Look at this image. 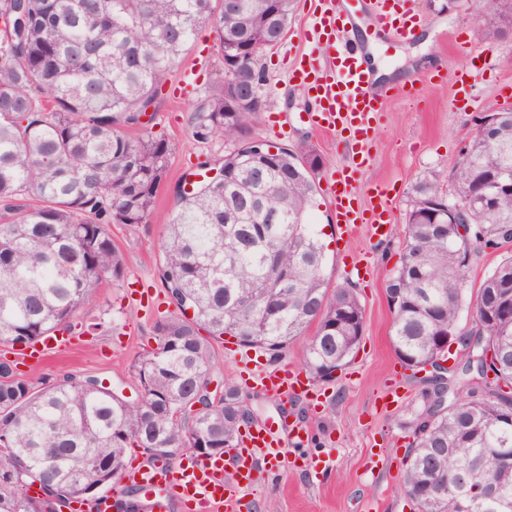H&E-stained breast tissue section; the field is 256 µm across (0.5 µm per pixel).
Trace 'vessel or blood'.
Segmentation results:
<instances>
[{"label":"vessel or blood","instance_id":"b4317fda","mask_svg":"<svg viewBox=\"0 0 512 512\" xmlns=\"http://www.w3.org/2000/svg\"><path fill=\"white\" fill-rule=\"evenodd\" d=\"M367 11L377 38L399 43L414 37L413 0H369ZM309 14L313 50L292 59L288 72L311 100L305 123L336 134L351 151L350 160L328 182L336 229L349 235L364 224L374 236L389 237L391 187L377 184L368 190L366 200L358 198L361 173L370 158L368 144L383 110V93L365 65V45L355 36L356 14L342 0H310ZM68 345L66 337L47 336L28 348L26 356L40 362ZM236 361L246 374V389L281 397L318 392L301 372L269 364L261 354H240ZM305 433L299 424H258L225 449L223 457L184 454L140 463L127 467L122 479L125 485L148 491V512H167L168 505L176 501L188 505L190 512H247L257 460L266 458L280 465L288 448L304 444Z\"/></svg>","mask_w":512,"mask_h":512}]
</instances>
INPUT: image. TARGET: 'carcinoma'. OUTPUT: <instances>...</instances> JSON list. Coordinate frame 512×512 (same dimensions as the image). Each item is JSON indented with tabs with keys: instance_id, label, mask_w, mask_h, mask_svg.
<instances>
[{
	"instance_id": "carcinoma-1",
	"label": "carcinoma",
	"mask_w": 512,
	"mask_h": 512,
	"mask_svg": "<svg viewBox=\"0 0 512 512\" xmlns=\"http://www.w3.org/2000/svg\"><path fill=\"white\" fill-rule=\"evenodd\" d=\"M0 0V345L27 348L44 336L80 330L75 316L106 280L125 279L111 226L144 224L168 174L172 145L142 122L176 58L205 22L223 37L221 61L248 39L274 43L281 30L258 0ZM481 34L512 26V0H467ZM226 80L190 120L200 143L224 139L220 183L179 195L161 242V282L178 313L152 325L155 346L133 365L134 402L93 376L67 374L44 387L0 361V512H56L60 501L93 502L88 483L125 464L128 448H195L201 437L226 448L249 417L231 381L208 391L218 367L209 339L225 336L276 359L316 325L303 366L333 379L364 332L354 289H329L327 245L308 220L317 167L310 150L248 147L256 111L228 112ZM452 175L451 195L468 207L469 227L428 208L444 196L437 179L411 189L400 263L389 278L391 344L412 371L439 339L458 330L462 310L512 299V252L503 253L468 296V269L481 248L507 239L512 192L481 202L486 179L512 173V112L488 107ZM193 308V317L186 309ZM209 338H204L202 333ZM448 371L447 404L423 407L404 428L414 437L400 492L426 512H512V312L466 336ZM494 374L496 388L490 387ZM467 388L469 398L456 397ZM463 480L448 491V468ZM37 478L53 497L28 495Z\"/></svg>"
}]
</instances>
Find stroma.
Wrapping results in <instances>:
<instances>
[{
	"mask_svg": "<svg viewBox=\"0 0 512 512\" xmlns=\"http://www.w3.org/2000/svg\"><path fill=\"white\" fill-rule=\"evenodd\" d=\"M420 18L416 35L408 42L391 44L371 38L366 21H359L360 38L366 39L385 67L402 78L419 81L415 100L392 95L370 143L371 160L362 176V186L386 182L394 187L391 236L380 241L367 230L340 240L325 180L348 157L336 137L314 131L300 121L311 103L305 91L290 83L282 64L284 56L309 51L305 4L298 0L291 29L276 49L260 60L266 73V111L254 116L251 138L278 148H294L304 142L321 161L316 175L317 192L311 220L323 232L328 245L325 275L331 286L353 282L365 310L361 342L345 369L333 380L321 383L326 394L323 406L311 409L298 397L280 399L257 391H243L252 424L287 415L289 422L303 424L310 439L303 454H330L331 477L312 482L302 461L288 458L274 471L259 467L253 512H413L400 493L404 461L412 435L402 428L411 409L420 407L426 389L411 370L398 362L390 343L393 314L386 299V282L399 264L405 237L406 213L411 188L421 177H437L448 187L460 152L471 136L483 108L512 104V32L492 39L482 38L465 0H417ZM197 65L203 75L196 92L181 103L170 96L158 98L155 132L164 134L173 146L168 177L145 224H116L112 236L123 255L127 287L105 284L95 306L79 313L76 323L100 322L104 333L74 334L69 348L41 363L26 362L21 370L35 382H52L68 371L98 377L129 400L139 392L132 366L150 345L156 318L172 313L158 267L160 242L174 209L180 187L194 181L199 163L214 162L231 148L222 140L202 144L190 132L189 119L206 91L219 78V38L212 24L200 26L195 41L183 51L172 71ZM476 68L473 87L461 88L455 81L462 67ZM278 113L290 124L289 134L275 136L268 128L269 113ZM360 267L362 279L351 269Z\"/></svg>",
	"mask_w": 512,
	"mask_h": 512,
	"instance_id": "1",
	"label": "stroma"
}]
</instances>
